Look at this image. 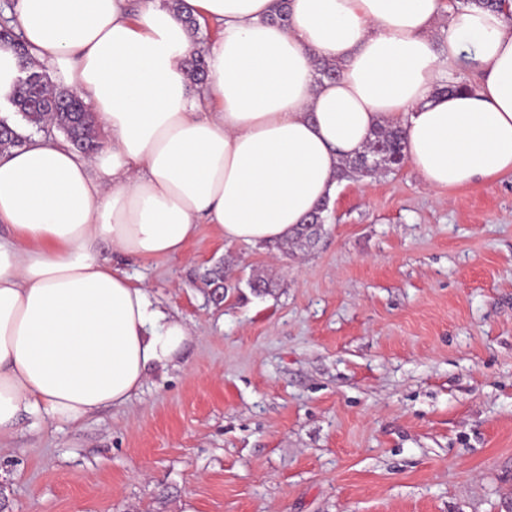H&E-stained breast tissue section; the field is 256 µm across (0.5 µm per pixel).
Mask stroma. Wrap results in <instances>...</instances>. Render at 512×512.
I'll return each mask as SVG.
<instances>
[{"label":"stroma","mask_w":512,"mask_h":512,"mask_svg":"<svg viewBox=\"0 0 512 512\" xmlns=\"http://www.w3.org/2000/svg\"><path fill=\"white\" fill-rule=\"evenodd\" d=\"M124 268L190 341L125 404L23 416L0 512H512V177L438 194L406 163L340 182L313 248L203 224ZM203 278L209 286L214 288L213 293L215 295H224L228 288H232V284L236 288L234 284V269L230 265L209 269L204 273Z\"/></svg>","instance_id":"obj_1"}]
</instances>
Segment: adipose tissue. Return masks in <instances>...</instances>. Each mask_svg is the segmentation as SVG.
<instances>
[{"label": "adipose tissue", "instance_id": "ef3b65f1", "mask_svg": "<svg viewBox=\"0 0 512 512\" xmlns=\"http://www.w3.org/2000/svg\"><path fill=\"white\" fill-rule=\"evenodd\" d=\"M189 2L223 27L197 91L196 43L161 0L136 16L127 0L14 6L32 59L110 138L89 157L42 134L0 155V440L25 414L68 424L124 404L178 359L188 326L120 261L181 255L202 224L229 244L288 238L381 127L403 129L431 191L512 175V0H288L284 26L277 0ZM319 57L338 78L317 81ZM465 60L477 86L446 92Z\"/></svg>", "mask_w": 512, "mask_h": 512}]
</instances>
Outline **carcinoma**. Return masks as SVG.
I'll list each match as a JSON object with an SVG mask.
<instances>
[{
	"label": "carcinoma",
	"instance_id": "obj_1",
	"mask_svg": "<svg viewBox=\"0 0 512 512\" xmlns=\"http://www.w3.org/2000/svg\"><path fill=\"white\" fill-rule=\"evenodd\" d=\"M168 6L172 9L180 21H182L191 33L195 34L200 28V23L192 13L186 0H168ZM0 41L12 44L18 60V67L22 74H30L31 82L16 83L10 103L15 112L38 130L49 125L61 132L73 148H77L86 154L96 152L101 148L102 139L94 113L90 112L84 100L75 92L54 87L46 74L33 65L27 48L21 43L20 38L11 29L0 32ZM316 70L320 79L333 80L338 76L339 66L336 62L321 58L316 61ZM187 75L191 82L201 84L207 77V62L202 53L197 52L188 61ZM0 126L9 129L11 135L0 136V153L8 152L20 147L24 138L14 128L10 127L7 120L1 119ZM403 142V132L394 129H379L373 133V138L367 144L363 154L347 161L341 168L338 178L343 180L356 175H367L371 169L367 168L368 157L378 152H386L394 144ZM327 209L323 204L313 211L304 223L298 225L292 239L286 242H278L273 247L288 251V245L306 247L315 243L320 235V227L312 224ZM204 280L213 288V293L222 295L234 284V269L227 265L207 270L203 275Z\"/></svg>",
	"mask_w": 512,
	"mask_h": 512
}]
</instances>
